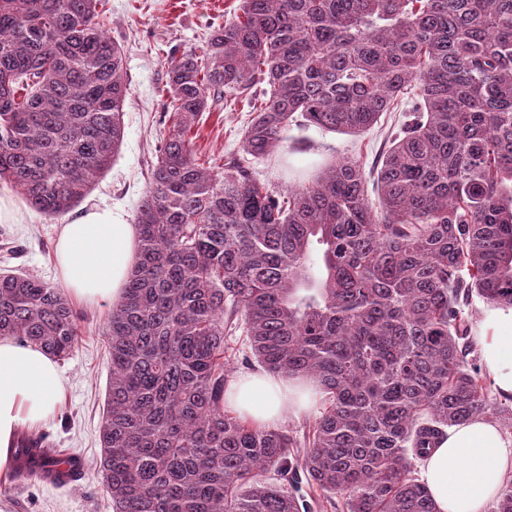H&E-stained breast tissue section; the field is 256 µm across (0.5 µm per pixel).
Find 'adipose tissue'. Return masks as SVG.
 <instances>
[{"label": "adipose tissue", "instance_id": "1", "mask_svg": "<svg viewBox=\"0 0 512 512\" xmlns=\"http://www.w3.org/2000/svg\"><path fill=\"white\" fill-rule=\"evenodd\" d=\"M136 230L121 214L94 210L63 225L56 253L61 280L77 299L91 304L119 301L132 271ZM474 341L493 389L512 399V306L484 307ZM67 379L52 356L9 338L0 339V473L12 464L11 442L27 425L50 421L58 412ZM319 387L309 379L266 372L234 378L224 404L260 426H275L315 409ZM512 472V441L475 417L448 429L433 453L421 459V482L439 512H483Z\"/></svg>", "mask_w": 512, "mask_h": 512}]
</instances>
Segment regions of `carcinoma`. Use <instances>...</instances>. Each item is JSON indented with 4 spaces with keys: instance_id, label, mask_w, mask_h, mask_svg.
Segmentation results:
<instances>
[{
    "instance_id": "carcinoma-1",
    "label": "carcinoma",
    "mask_w": 512,
    "mask_h": 512,
    "mask_svg": "<svg viewBox=\"0 0 512 512\" xmlns=\"http://www.w3.org/2000/svg\"><path fill=\"white\" fill-rule=\"evenodd\" d=\"M99 4L0 0V186L48 216L81 202L123 141L125 50ZM240 10L203 53L167 54L168 126L103 330L112 512H311L288 489L300 472L346 512H438L412 460L472 417L512 433L464 309L512 305V0ZM260 84L239 151L201 164L189 130ZM410 87L417 102L374 172L336 159L279 189L247 160L275 153L297 115L360 133ZM80 322L62 287L0 273V338L66 361ZM237 329L266 371L319 385L303 441L224 410V331ZM12 460L15 477L61 462L33 431Z\"/></svg>"
}]
</instances>
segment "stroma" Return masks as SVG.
I'll list each match as a JSON object with an SVG mask.
<instances>
[{
	"label": "stroma",
	"instance_id": "1",
	"mask_svg": "<svg viewBox=\"0 0 512 512\" xmlns=\"http://www.w3.org/2000/svg\"><path fill=\"white\" fill-rule=\"evenodd\" d=\"M240 4L241 0H104L103 29L126 52L129 93L122 145L89 196L62 216L46 217L10 189L0 188V196L10 199L17 217L15 223H0V269L60 284L56 243L63 224L94 207L122 213L126 223H133L163 130V105L168 99L166 54L174 46L201 50L211 29L233 20ZM410 106V98H403L372 129L356 135L293 123L282 147L270 157L253 160L252 165L261 179L278 187L298 183L340 158L376 169L388 147V132L405 122ZM249 115L250 105L243 99L233 108L221 106L205 113L201 124L192 129L196 152L212 162L237 151ZM73 306L83 317L82 341L61 364L68 386L55 419L44 429L55 448L81 457L86 470L77 484L66 486L0 476V502L7 504L8 512H112L111 500L94 469L101 456L99 425L108 367L102 327L111 305L77 300Z\"/></svg>",
	"mask_w": 512,
	"mask_h": 512
}]
</instances>
